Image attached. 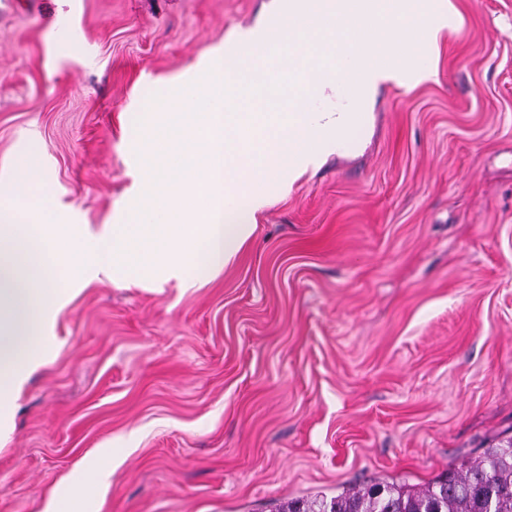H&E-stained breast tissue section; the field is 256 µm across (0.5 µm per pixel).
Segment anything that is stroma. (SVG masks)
Listing matches in <instances>:
<instances>
[{"instance_id":"35a3bbf8","label":"stroma","mask_w":512,"mask_h":512,"mask_svg":"<svg viewBox=\"0 0 512 512\" xmlns=\"http://www.w3.org/2000/svg\"><path fill=\"white\" fill-rule=\"evenodd\" d=\"M432 79L384 85L351 153L185 285L73 283L0 422V512H267L422 486L512 439V0H450ZM284 0H0V202L40 157L51 221L106 234L154 97Z\"/></svg>"}]
</instances>
